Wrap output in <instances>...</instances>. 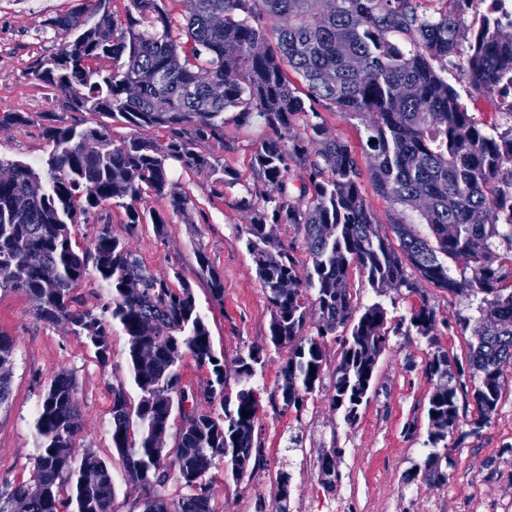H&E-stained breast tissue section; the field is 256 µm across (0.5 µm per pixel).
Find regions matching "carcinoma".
Wrapping results in <instances>:
<instances>
[{
  "instance_id": "1",
  "label": "carcinoma",
  "mask_w": 512,
  "mask_h": 512,
  "mask_svg": "<svg viewBox=\"0 0 512 512\" xmlns=\"http://www.w3.org/2000/svg\"><path fill=\"white\" fill-rule=\"evenodd\" d=\"M58 14L47 29L63 36L56 52L37 63L33 78L93 123L48 125L49 151L35 168L0 158V292L21 291L36 317L65 323L94 350L101 365L112 354L110 328L128 337L130 377L112 387V450L143 497L142 512H216L206 478L216 464L235 482L264 462L255 438L258 390L244 387L230 400L229 373L252 377L260 351L249 350L234 370L217 356L206 317L179 273L149 270L128 243L103 225L83 244L73 227L100 209L120 208L133 236L144 224L164 231L167 215L147 206L167 201L172 213L193 202L171 177L178 163L206 170L214 186L239 178L220 159L195 150L224 139V114L269 134L250 158L263 184L258 198L244 187L245 247L271 310L270 342L288 348L278 397L301 415L308 396L323 387L325 338L345 333L332 373V407L356 419L367 400L390 333L415 332L432 343L437 319L428 300L393 325L374 303L355 315L350 277L359 270L378 292L421 293L427 281L450 293L481 296L476 342L468 352L472 399L480 429L497 410L504 369L512 368V124L485 132L443 76L460 68L488 97L512 95V14L491 4L478 25L448 8L428 14L423 0H128L124 13L106 0H83ZM206 75L223 87L212 96ZM363 121L368 158L362 169L351 146L331 135L320 108ZM152 135L116 139L112 123ZM369 177L385 202L391 234L383 235L362 190ZM281 224L303 232L310 266L299 272L293 250L274 234ZM506 252H497V245ZM212 301L224 302V277L205 252L194 250ZM468 258L456 277L451 264ZM96 274L106 302L84 308L78 286ZM13 339L0 332V406L11 395ZM209 370L196 391L183 382L186 359ZM315 371H310V368ZM445 353L424 372L441 380L428 399V442L443 441L460 423L457 387L445 382ZM77 387L66 373L46 386L35 420L34 486L0 493V512H112L111 464L80 453ZM206 400L217 409L197 411ZM247 416H242V413ZM180 424L167 445L173 416ZM342 449L323 454V483L338 480ZM448 481L439 457L429 455L409 477ZM170 483L181 487L168 498Z\"/></svg>"
}]
</instances>
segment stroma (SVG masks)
<instances>
[{
  "mask_svg": "<svg viewBox=\"0 0 512 512\" xmlns=\"http://www.w3.org/2000/svg\"><path fill=\"white\" fill-rule=\"evenodd\" d=\"M80 6L81 0H0V113L19 112L28 119L24 126L0 129L1 157L39 165L46 154L45 126L88 121V113L72 111L31 76L38 60L60 45L45 31L46 20ZM446 78L482 129L512 118L503 101L477 95L462 70L447 72ZM266 134L259 123L231 122L223 140L199 143L198 152L223 158L241 183L219 195L208 174L175 170V179L194 207L185 216L169 214L163 232L146 224L135 235H127L124 213L118 208L91 215L77 228L84 241L101 225H109L153 273L169 278L181 273L193 287L214 350L226 364L251 349L260 353L256 374L247 384L260 392L255 433L265 463L239 482L225 479L223 467L211 469L217 512H275L277 478L283 472L290 476L289 512H296L299 492L308 496L311 512H328L330 500L340 493L347 497L351 512H512V368L505 372L503 395L488 424L473 429L475 406L470 396L462 395L459 427L444 443L427 442L425 407L437 381L425 375L424 366L434 354L444 352L456 359L455 373L470 381L466 356L474 340L470 322L479 316V299L451 295L427 282L420 297L391 289L379 293L360 273H352L356 311L378 302L388 319L396 321L418 306L420 298H427L437 315L435 343L415 334L391 337L355 422L332 407L327 386L310 395L299 415L273 403L288 351L275 349L269 341L271 313L245 248L248 219L239 208L243 186L256 183L250 158ZM197 247L224 277L223 303L211 301L207 283L198 274L193 253ZM0 332L15 343L11 396L0 406V491L19 483L33 484L38 407L51 378L64 372L77 386V448L110 461L116 486L112 512H128L134 490L112 453L110 430L112 386L128 378L127 337L122 329L113 327L111 360L103 366L67 325L40 321L28 297L8 291L0 293ZM333 448L342 449L343 456L338 464L341 480L330 487L323 484L317 462ZM432 452L442 457L447 483L407 481V474ZM304 454L311 456V466H300Z\"/></svg>",
  "mask_w": 512,
  "mask_h": 512,
  "instance_id": "35a3bbf8",
  "label": "stroma"
}]
</instances>
